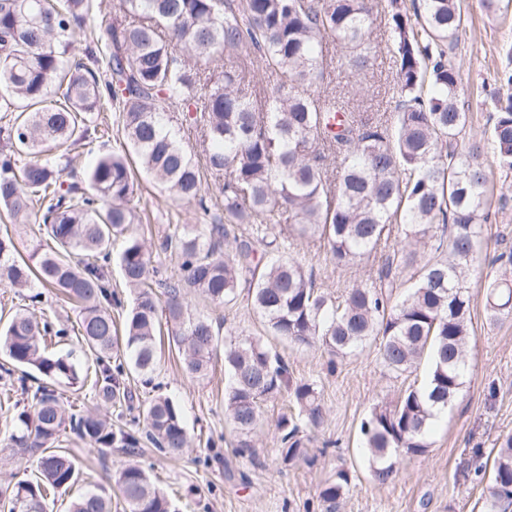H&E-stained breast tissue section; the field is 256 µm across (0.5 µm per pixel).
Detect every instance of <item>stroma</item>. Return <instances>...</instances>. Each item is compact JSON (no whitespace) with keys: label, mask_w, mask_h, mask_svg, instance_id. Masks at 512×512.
<instances>
[{"label":"stroma","mask_w":512,"mask_h":512,"mask_svg":"<svg viewBox=\"0 0 512 512\" xmlns=\"http://www.w3.org/2000/svg\"><path fill=\"white\" fill-rule=\"evenodd\" d=\"M462 7L465 28L448 58L463 65L464 87L469 92L467 133L486 137L490 134L488 108L481 103L480 91L512 94V87L497 80L501 71L512 66L505 51L506 44L512 43V9L491 12L484 0H463ZM118 8V0H94L91 14L76 29V57H83L88 46L97 55H108L112 18ZM373 39L376 48L367 71L351 78L335 69L331 76L334 85L350 86L360 100L378 102L390 118L394 115L396 70L388 48L384 0L376 6ZM98 121L108 128L103 136L93 135L80 145L58 149L57 159L66 166L64 180L84 181L100 154L125 150L114 113H102ZM509 184L512 173L490 169L486 258L477 263L470 278L473 337L464 386L448 412L434 422L429 448L400 458L392 480L381 484L367 474L359 425L378 402L396 401L408 386L422 384L426 366L399 377L389 374L371 347L328 368L327 354L291 348L268 334L243 286L236 302L224 307L210 305L193 292L188 293L187 302L193 312L222 323L225 331L262 338L287 360L296 379L316 384L325 419L309 432L314 464L284 467L276 460L275 422L288 410L282 398L262 405L263 424L255 436L254 455L238 454L224 417L223 356L214 357L206 378L193 380L182 373L175 352L166 347L156 380L164 394L180 406L193 440L191 448L179 457L167 458L146 441L133 453L125 448L100 452L81 441L71 442L79 481L48 499L47 512H67L75 493L104 482L127 463L148 470L158 487L175 497L179 512H322L317 490L339 466L350 470L351 486L337 512H482L485 484L476 473L479 457L489 454L500 436L512 434V315L491 321L484 296L488 281L501 272L499 265H488V257L500 246L512 247V193L504 191ZM204 189L210 206L206 213L171 199L146 180L141 181L133 204L148 215L153 234L159 237L169 225L207 224L212 216L223 214L224 199L216 184L205 181ZM287 251L313 268L317 287L326 292L368 281L371 276L366 267L336 268L308 243L288 245Z\"/></svg>","instance_id":"obj_1"}]
</instances>
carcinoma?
Segmentation results:
<instances>
[{
	"label": "carcinoma",
	"mask_w": 512,
	"mask_h": 512,
	"mask_svg": "<svg viewBox=\"0 0 512 512\" xmlns=\"http://www.w3.org/2000/svg\"><path fill=\"white\" fill-rule=\"evenodd\" d=\"M389 6L397 98L390 124L364 119L326 83L329 39L350 73L369 68L371 0H120L112 51L101 58L88 52V64L59 44L75 39L90 0H0V205L18 224L34 217L44 239L41 250L24 255L12 235L0 234V286L51 288L73 301L77 334L95 357L96 403L119 417L131 412L137 394L126 368L152 386L165 334L193 378H205L224 351V415L236 447H254L261 402L286 396L297 414L277 422L279 459L308 460L298 420L322 422L316 385L294 379L261 339L220 336L186 301L193 291L226 306L244 282L268 331L297 348L344 358L373 344L382 366L398 375L428 359L424 383L393 406L376 405L360 434L369 473L382 484L398 456L430 446V426L463 386L474 303L469 278L489 219V168L512 172V95L493 101L490 142L466 136L462 65L447 52L463 23L461 0ZM231 52L237 62L226 68ZM201 60L221 69L211 86ZM255 64L271 89L246 79ZM101 66L111 79L101 81ZM427 82L433 93L424 97ZM18 102L24 109L14 116ZM109 105L127 151L100 156L86 173L88 189L64 186L63 168L43 153L98 132L95 113ZM173 106L181 115L169 112ZM178 121L197 132L205 167L170 129ZM22 154L28 161L20 162ZM133 159L144 177L204 212L203 172L224 194V223L174 224L163 237L160 253L174 260V274L155 263L145 235L131 232L143 223L131 205ZM244 224L252 232L228 247L229 226ZM297 239L319 244L338 268L376 261L377 278L337 297L324 293L313 270L282 250ZM116 246L133 292L120 332L109 271ZM485 300L490 317L512 314V280L488 281ZM66 335L45 310L28 307L0 331L7 357L0 401L16 410L0 455L20 464L34 458L37 468L35 480L0 489V512H45L48 496L78 482L75 458L61 443L68 430L100 450L139 447L135 431L114 429L98 409L76 411L57 395L55 386L77 391L88 378L72 354L48 351L52 337ZM25 398L31 405L21 410ZM139 408L159 452L189 447L169 397L157 394ZM490 471L484 512H512L511 434L498 439ZM113 482L125 512H174L138 465L117 470ZM350 483L344 468L324 482L318 497L325 512H336ZM69 512H112L111 494L94 485Z\"/></svg>",
	"instance_id": "obj_1"
}]
</instances>
